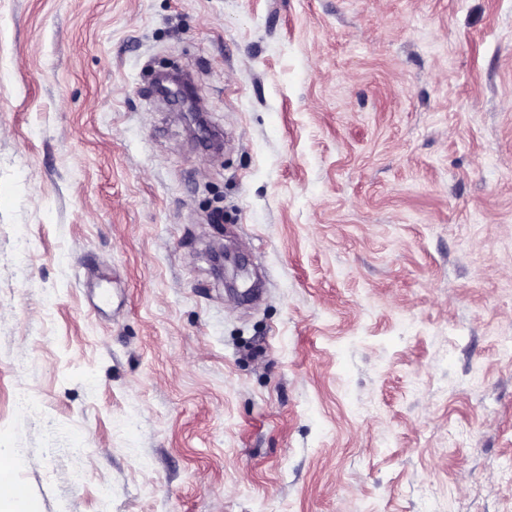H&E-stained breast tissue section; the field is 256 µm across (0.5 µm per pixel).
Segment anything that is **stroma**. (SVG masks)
Returning <instances> with one entry per match:
<instances>
[{"label":"stroma","mask_w":512,"mask_h":512,"mask_svg":"<svg viewBox=\"0 0 512 512\" xmlns=\"http://www.w3.org/2000/svg\"><path fill=\"white\" fill-rule=\"evenodd\" d=\"M0 450L35 512H512V0H0Z\"/></svg>","instance_id":"stroma-1"}]
</instances>
